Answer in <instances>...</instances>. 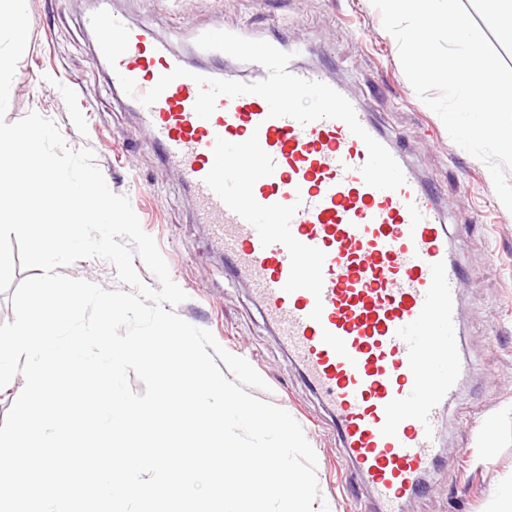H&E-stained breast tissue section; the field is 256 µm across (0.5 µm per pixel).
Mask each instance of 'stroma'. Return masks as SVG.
<instances>
[{
    "mask_svg": "<svg viewBox=\"0 0 512 512\" xmlns=\"http://www.w3.org/2000/svg\"><path fill=\"white\" fill-rule=\"evenodd\" d=\"M130 21L168 39L193 64L209 30L274 40L296 63L327 68L345 84L431 185L449 218V246L465 271L468 365L443 418L439 460L406 512H487L490 495L512 481V212L500 209L486 165L456 145L440 117L404 75L398 46L365 0H113ZM30 32L18 63L6 122L37 112L67 146L91 148L109 188L127 195L187 299L173 311L210 330L266 382L257 398L289 412L317 456L320 493L334 512H373L354 467L342 458L333 415L304 382L247 288L194 217L187 189L164 166L134 113L92 63L83 26L87 0H27Z\"/></svg>",
    "mask_w": 512,
    "mask_h": 512,
    "instance_id": "1",
    "label": "stroma"
}]
</instances>
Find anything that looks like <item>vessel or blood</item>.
<instances>
[{
  "label": "vessel or blood",
  "instance_id": "obj_1",
  "mask_svg": "<svg viewBox=\"0 0 512 512\" xmlns=\"http://www.w3.org/2000/svg\"><path fill=\"white\" fill-rule=\"evenodd\" d=\"M186 65L134 25L117 69L142 93ZM198 92L182 77L152 106L127 103L234 278L335 410L377 512H404L438 459L466 373L463 271L446 214L407 160L399 189L367 185V148L342 121L273 118L253 94L219 97L203 119Z\"/></svg>",
  "mask_w": 512,
  "mask_h": 512
}]
</instances>
